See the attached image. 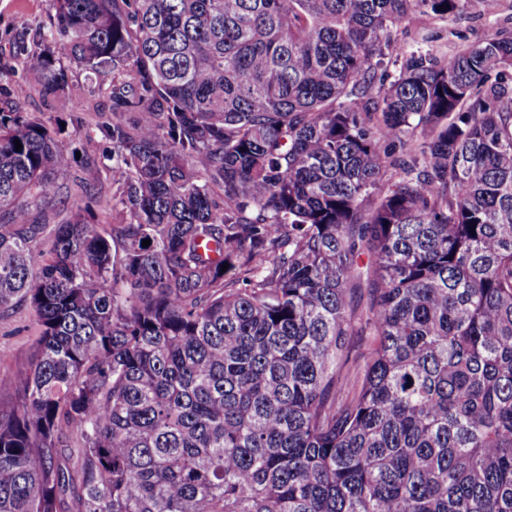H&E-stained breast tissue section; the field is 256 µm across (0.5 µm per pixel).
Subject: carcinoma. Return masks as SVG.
<instances>
[{"label":"carcinoma","instance_id":"obj_1","mask_svg":"<svg viewBox=\"0 0 512 512\" xmlns=\"http://www.w3.org/2000/svg\"><path fill=\"white\" fill-rule=\"evenodd\" d=\"M50 2L0 98V314L40 326L0 512H512V38L377 86L470 0ZM108 74L120 222L49 229L73 155L22 105Z\"/></svg>","mask_w":512,"mask_h":512}]
</instances>
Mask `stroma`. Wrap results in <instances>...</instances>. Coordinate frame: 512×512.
<instances>
[{
  "instance_id": "obj_1",
  "label": "stroma",
  "mask_w": 512,
  "mask_h": 512,
  "mask_svg": "<svg viewBox=\"0 0 512 512\" xmlns=\"http://www.w3.org/2000/svg\"><path fill=\"white\" fill-rule=\"evenodd\" d=\"M50 0H0V56L9 59V69L0 71V85L31 74L32 51L25 38L31 23L47 21ZM498 35L512 37V0H470L461 13L436 17L413 13L409 19L392 28L391 41L395 52L385 59L388 76H396L403 63V52L421 51L444 59L464 47ZM108 113L86 111L80 125L69 130V142L79 159L73 163V178L67 188L55 195L36 200L34 216L42 222L57 224L75 207L89 208L100 233L109 232L112 224V146L103 138L100 126ZM96 159L100 169L102 190L87 196L82 179L86 158ZM40 328L32 311L20 306L0 317V377L7 376L27 363Z\"/></svg>"
}]
</instances>
